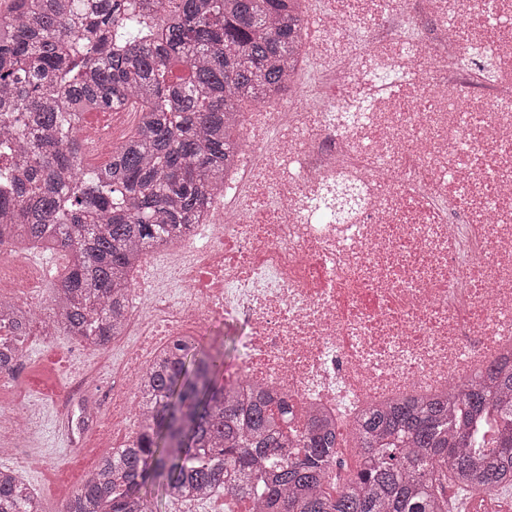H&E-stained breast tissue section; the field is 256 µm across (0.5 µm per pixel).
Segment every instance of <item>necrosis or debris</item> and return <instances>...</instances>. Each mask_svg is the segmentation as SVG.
Segmentation results:
<instances>
[{"mask_svg": "<svg viewBox=\"0 0 512 512\" xmlns=\"http://www.w3.org/2000/svg\"><path fill=\"white\" fill-rule=\"evenodd\" d=\"M297 5L292 77L243 112L222 194L52 399L97 456L136 440L155 354L214 321L246 349L225 386L287 402L294 430L320 411L350 434L512 355V0ZM38 284L0 261L1 293Z\"/></svg>", "mask_w": 512, "mask_h": 512, "instance_id": "1", "label": "necrosis or debris"}]
</instances>
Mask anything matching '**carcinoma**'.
<instances>
[{
  "mask_svg": "<svg viewBox=\"0 0 512 512\" xmlns=\"http://www.w3.org/2000/svg\"><path fill=\"white\" fill-rule=\"evenodd\" d=\"M302 31L293 0H11L0 14V252L27 241L71 258L40 314L0 302L13 375L31 326L96 347L123 330L144 254L190 236L238 147L235 113L275 95ZM137 121L105 165H82L85 110ZM224 352L180 343L151 364L141 433L106 455L59 512H157L256 475L263 512H448L512 488V363L427 399L368 407L342 438L288 405L224 389ZM0 512H44L0 469Z\"/></svg>",
  "mask_w": 512,
  "mask_h": 512,
  "instance_id": "obj_1",
  "label": "carcinoma"
}]
</instances>
